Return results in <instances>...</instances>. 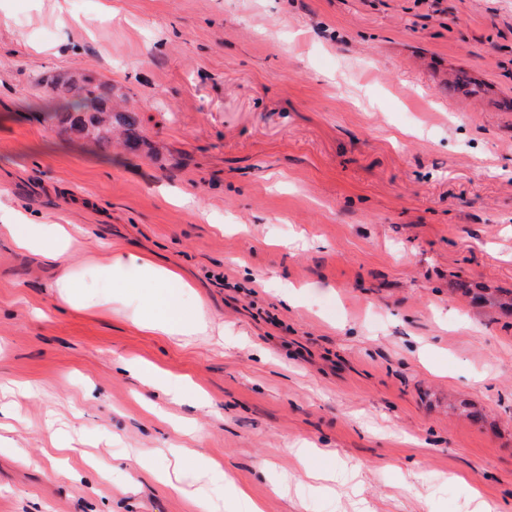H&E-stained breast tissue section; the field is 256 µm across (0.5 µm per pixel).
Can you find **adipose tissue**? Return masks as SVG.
I'll use <instances>...</instances> for the list:
<instances>
[{
  "label": "adipose tissue",
  "instance_id": "adipose-tissue-1",
  "mask_svg": "<svg viewBox=\"0 0 512 512\" xmlns=\"http://www.w3.org/2000/svg\"><path fill=\"white\" fill-rule=\"evenodd\" d=\"M0 239L56 269L55 304L108 315L126 313L135 326L178 341L207 336L214 329L204 301L176 266L157 264L129 250L94 245L73 224L34 220L6 194H0ZM78 253L88 255V264L72 262V255ZM128 368L173 400L198 396L191 383L168 372L137 362ZM170 454L180 471L205 481L215 495L243 498V491L226 484L223 470L214 462L183 448L171 449Z\"/></svg>",
  "mask_w": 512,
  "mask_h": 512
}]
</instances>
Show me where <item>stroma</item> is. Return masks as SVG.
<instances>
[{
	"mask_svg": "<svg viewBox=\"0 0 512 512\" xmlns=\"http://www.w3.org/2000/svg\"><path fill=\"white\" fill-rule=\"evenodd\" d=\"M75 74L135 148L47 120ZM1 192L177 266L224 339L57 310L1 241L0 512H200L128 457L172 447L262 512H512V0H0ZM125 366L126 369L138 373L148 386L161 391L165 396L171 397L175 401L190 398L196 401L203 400L191 383L176 378L168 372L144 366L138 362L125 363Z\"/></svg>",
	"mask_w": 512,
	"mask_h": 512,
	"instance_id": "stroma-1",
	"label": "stroma"
}]
</instances>
